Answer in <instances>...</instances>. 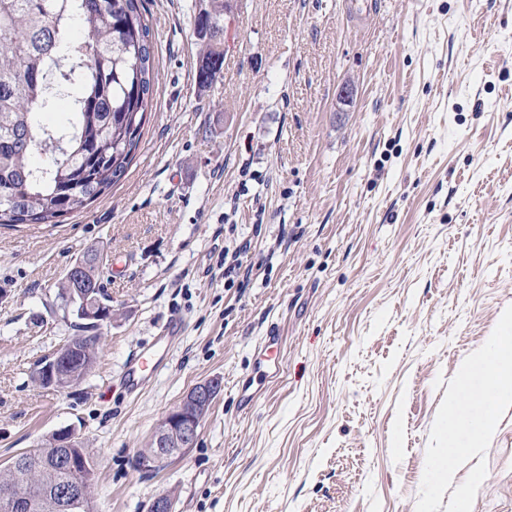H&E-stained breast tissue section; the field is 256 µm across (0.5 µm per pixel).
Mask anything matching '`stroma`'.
I'll return each instance as SVG.
<instances>
[{
  "label": "stroma",
  "instance_id": "1",
  "mask_svg": "<svg viewBox=\"0 0 512 512\" xmlns=\"http://www.w3.org/2000/svg\"><path fill=\"white\" fill-rule=\"evenodd\" d=\"M199 0H143L152 111L125 175L57 224L0 225V466L72 429L94 512H415L451 378L512 306V0H228L224 78L200 89ZM250 275L224 279L242 239ZM112 317L76 386L38 363L89 250ZM139 396L127 362L171 319ZM278 375L242 413L269 328ZM197 444L138 457L198 383ZM472 512H512V408Z\"/></svg>",
  "mask_w": 512,
  "mask_h": 512
}]
</instances>
